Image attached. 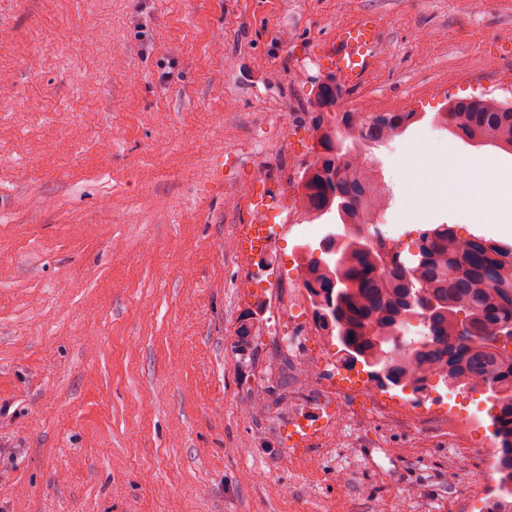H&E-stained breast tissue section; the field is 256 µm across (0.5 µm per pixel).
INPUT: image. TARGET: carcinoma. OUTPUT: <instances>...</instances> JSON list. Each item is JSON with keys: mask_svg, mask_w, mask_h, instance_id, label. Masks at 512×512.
<instances>
[{"mask_svg": "<svg viewBox=\"0 0 512 512\" xmlns=\"http://www.w3.org/2000/svg\"><path fill=\"white\" fill-rule=\"evenodd\" d=\"M336 82L318 83L309 108L315 124V159L299 177L297 188L304 219L312 223L336 213L341 238L329 232L321 242L336 249L328 261L308 251L297 270L317 327L340 344V361L357 360L387 374L394 387L414 394L434 379L448 389L493 393V440L500 474L493 496L496 512H512V357L490 345L512 336V247L484 236L462 238L450 224L419 232L414 251L396 255V265L381 267V248L392 240L379 228L389 196L378 179L374 159L360 154L401 135L414 112L339 110ZM462 138L512 152V105L492 99L448 102L433 117ZM344 206H339V202ZM422 330L409 335L411 317ZM468 323V337L458 335ZM262 318L247 313L237 334L244 355L260 336Z\"/></svg>", "mask_w": 512, "mask_h": 512, "instance_id": "carcinoma-1", "label": "carcinoma"}]
</instances>
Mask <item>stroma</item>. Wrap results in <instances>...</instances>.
I'll use <instances>...</instances> for the list:
<instances>
[{
    "label": "stroma",
    "instance_id": "obj_1",
    "mask_svg": "<svg viewBox=\"0 0 512 512\" xmlns=\"http://www.w3.org/2000/svg\"><path fill=\"white\" fill-rule=\"evenodd\" d=\"M366 14L380 43L341 109L419 116L375 151L386 237L512 245L447 194L411 210L401 170L421 141L512 171L432 122L451 96L512 104V0H0V512H489L484 395L381 389L310 312L278 316L327 225L237 245L298 215L308 102ZM262 321L263 319L256 311L248 312L243 317L236 340V347L241 356H249V351L252 350V343H255L260 336Z\"/></svg>",
    "mask_w": 512,
    "mask_h": 512
}]
</instances>
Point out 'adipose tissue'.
Masks as SVG:
<instances>
[{"label":"adipose tissue","mask_w":512,"mask_h":512,"mask_svg":"<svg viewBox=\"0 0 512 512\" xmlns=\"http://www.w3.org/2000/svg\"><path fill=\"white\" fill-rule=\"evenodd\" d=\"M402 170L412 207L432 200L438 186H447L462 214H475L501 222H512V172L487 160L471 171L456 159L447 146L414 145Z\"/></svg>","instance_id":"1"}]
</instances>
